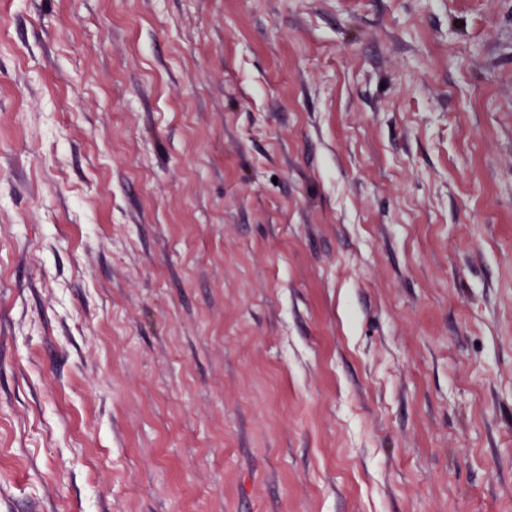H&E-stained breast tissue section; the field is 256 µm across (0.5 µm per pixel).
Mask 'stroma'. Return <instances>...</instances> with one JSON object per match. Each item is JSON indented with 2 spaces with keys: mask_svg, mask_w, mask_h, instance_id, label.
<instances>
[{
  "mask_svg": "<svg viewBox=\"0 0 512 512\" xmlns=\"http://www.w3.org/2000/svg\"><path fill=\"white\" fill-rule=\"evenodd\" d=\"M0 512H512V0H0Z\"/></svg>",
  "mask_w": 512,
  "mask_h": 512,
  "instance_id": "stroma-1",
  "label": "stroma"
}]
</instances>
